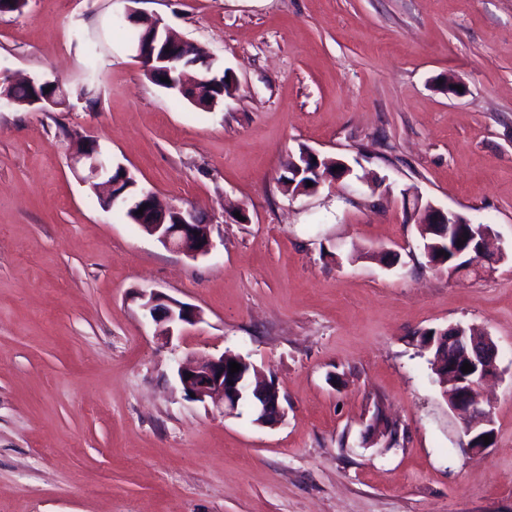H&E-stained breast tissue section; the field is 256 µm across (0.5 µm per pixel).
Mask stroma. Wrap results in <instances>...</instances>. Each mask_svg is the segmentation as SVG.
Masks as SVG:
<instances>
[{"instance_id": "stroma-1", "label": "stroma", "mask_w": 512, "mask_h": 512, "mask_svg": "<svg viewBox=\"0 0 512 512\" xmlns=\"http://www.w3.org/2000/svg\"><path fill=\"white\" fill-rule=\"evenodd\" d=\"M131 7L204 47L233 95L203 112L153 83ZM6 77L92 98L0 101V512H512V0H28L0 12ZM88 135L195 205L213 251L102 210L70 164ZM303 148L351 174L285 194ZM408 196L488 224L505 259L432 267ZM151 289L200 321L159 336ZM458 323L499 349L479 454L418 345ZM227 351L278 383L281 424L185 395L179 364ZM377 414L396 442L373 440Z\"/></svg>"}]
</instances>
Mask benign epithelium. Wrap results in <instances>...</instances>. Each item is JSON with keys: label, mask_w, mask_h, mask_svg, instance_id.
<instances>
[{"label": "benign epithelium", "mask_w": 512, "mask_h": 512, "mask_svg": "<svg viewBox=\"0 0 512 512\" xmlns=\"http://www.w3.org/2000/svg\"><path fill=\"white\" fill-rule=\"evenodd\" d=\"M147 42L135 46L136 58L148 74L163 72L169 79V89L174 90L181 85L184 76H175L172 70L163 67L173 57L184 59L181 47L184 41L174 38L162 20L149 31ZM54 87L53 95L38 100L25 99L27 105H38L44 110L69 107L68 94L62 85L51 82ZM73 170L85 184L98 189L102 196L101 208L110 211L116 207L134 209L144 207L143 215L138 224L149 235L156 237L165 247L196 258L212 252L215 244L211 238L210 224L191 206H167L157 204L153 192L142 190L138 199H131L121 190L124 178H114L112 160L102 154L94 139H83L82 147L74 149L72 154ZM321 156L310 150L302 155H288L284 168L301 176L304 171L311 170L320 173L317 164ZM420 223L439 224L444 228V244L448 252L457 257L458 242L464 239L466 226L472 221L465 215L448 211L431 202L422 203L415 199ZM503 258L500 250L489 247L476 250L469 256V261L457 271L463 276L469 273L484 274L491 271V265ZM142 309L155 323L164 325V335H174V330L185 325H194L200 321V312L187 304L168 299L156 292L141 294ZM447 344L457 349V358L448 364L447 384L450 385L447 401L460 417L466 435L483 438L493 436L492 418L490 413L479 407L481 402L480 389L488 380L499 375L498 348L487 336H472L470 328L462 325H450L445 329ZM246 363V360L236 354L224 353L218 358H208L201 362L182 363L177 374L186 393L194 394L195 400L204 402L208 399L220 403L224 413L232 414L245 403L257 418L255 424L262 427L277 425L284 416L281 407V395L275 381H262L256 387L242 386L244 374H230L229 363ZM468 363L474 370L464 373L463 364ZM192 377H187V374Z\"/></svg>", "instance_id": "obj_1"}]
</instances>
